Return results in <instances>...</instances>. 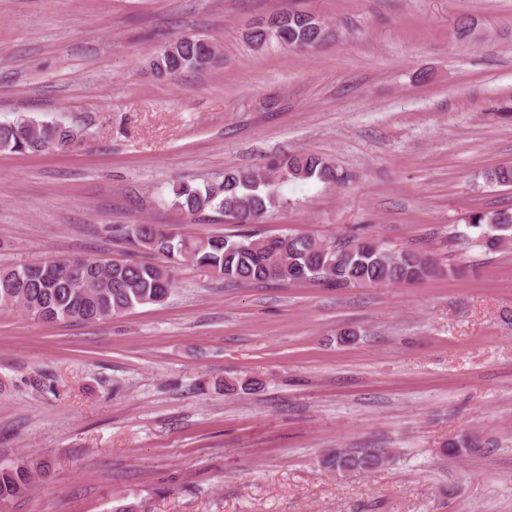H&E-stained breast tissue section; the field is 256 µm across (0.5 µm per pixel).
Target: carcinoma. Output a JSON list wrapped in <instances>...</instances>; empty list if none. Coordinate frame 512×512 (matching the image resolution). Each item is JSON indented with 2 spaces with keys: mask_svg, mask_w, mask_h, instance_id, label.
<instances>
[{
  "mask_svg": "<svg viewBox=\"0 0 512 512\" xmlns=\"http://www.w3.org/2000/svg\"><path fill=\"white\" fill-rule=\"evenodd\" d=\"M327 25L318 17L288 12L250 33L257 47L275 39L286 47H314L325 39ZM215 47L199 37H181L168 43L152 60L161 76H177L207 68ZM80 132L65 124H48L29 115L0 124V154L65 151ZM318 180L335 184L336 168L320 155L307 151L279 162L272 173L255 169L224 172L220 182L201 186L181 182L171 186L169 206L187 219L207 210L217 211L240 224L261 220L271 207L287 202L276 182ZM492 184L512 185V165L485 173ZM468 228L486 253H498L512 242V212L476 211ZM135 249L163 255L162 266L118 260L48 259L0 269V307H20L47 323L98 321L137 305L163 302L172 290L173 265L189 262L208 268L228 282L324 281L338 287L411 283L436 273L437 263L420 253L386 247L370 238L347 242L317 241L304 236L277 237L255 233L181 235L156 224H132L122 229ZM387 457L374 450L338 449L323 458L325 468L343 473H366L382 467ZM45 467L43 463L0 465V508L23 495Z\"/></svg>",
  "mask_w": 512,
  "mask_h": 512,
  "instance_id": "1",
  "label": "carcinoma"
}]
</instances>
